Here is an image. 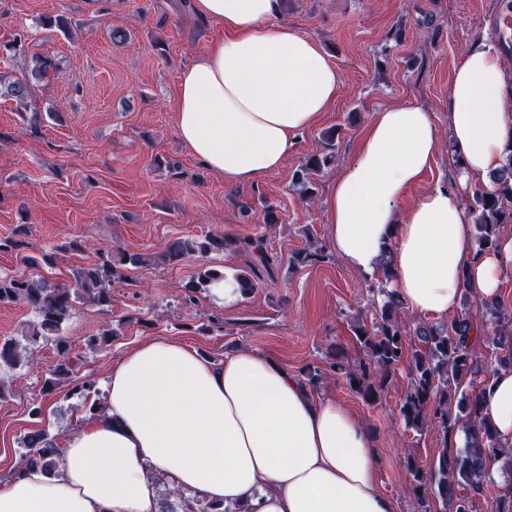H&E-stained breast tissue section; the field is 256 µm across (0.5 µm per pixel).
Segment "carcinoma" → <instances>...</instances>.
Segmentation results:
<instances>
[{
	"mask_svg": "<svg viewBox=\"0 0 512 512\" xmlns=\"http://www.w3.org/2000/svg\"><path fill=\"white\" fill-rule=\"evenodd\" d=\"M56 69L49 57H35L27 70L19 76L0 72V96L28 108L32 81H42ZM329 157H313L296 172L294 185L307 199L311 175L321 170ZM494 190L475 194L470 211L474 214V245L481 253L496 246L500 237L512 232V148L503 168L493 176ZM236 240L212 233L202 237H182L172 241L160 254L163 261H172L185 255L205 257L229 250ZM328 254L324 246L307 239L306 246L297 253L299 263L316 264ZM148 263L140 253L117 251L102 254L93 264L71 269L67 282H55L45 277H0V305L24 304L36 314L38 321L25 335L30 340L54 338L62 359L50 377L43 382L42 393H50L73 373L67 356V343L61 336L62 324L69 318L78 301L96 306L112 303V282L123 276V268L139 267ZM221 272L210 267L200 268L185 285V297L208 287ZM380 301L374 321L355 319L354 333L362 357L353 366L336 362V370L344 372L348 382L367 400L376 401L384 394L396 367L403 365L408 372L407 387L400 413L406 428L421 431L432 419L442 428L444 440H453L458 432L467 435L463 448L446 447L433 465L422 468L408 458L407 469L412 477L413 490L424 512H432L430 501L441 504L440 512H471L470 498L482 490L489 478V461L500 456L503 469L512 472V450L498 446L492 424L483 413L478 377L485 376L481 389L489 386L491 374L502 368H512V310L501 304L484 306L486 316L494 325L492 346L494 358L490 370H485L481 359L482 329L464 312L447 323L419 324L407 333L399 322L403 309L392 291L385 286L377 289ZM33 363L31 352L15 339L0 342V368L11 369ZM25 448L24 467L52 471L58 464V446L44 430L30 433L21 439ZM162 512H223L205 503H194L178 511L168 496H163Z\"/></svg>",
	"mask_w": 512,
	"mask_h": 512,
	"instance_id": "1",
	"label": "carcinoma"
}]
</instances>
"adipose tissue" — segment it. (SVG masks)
<instances>
[{
	"label": "adipose tissue",
	"instance_id": "ef3b65f1",
	"mask_svg": "<svg viewBox=\"0 0 512 512\" xmlns=\"http://www.w3.org/2000/svg\"><path fill=\"white\" fill-rule=\"evenodd\" d=\"M281 0H194L220 38L179 76L177 134L229 185H255L280 169L297 137L336 99L335 64L280 20ZM456 185L407 192L438 152L434 116L418 104L383 108L365 128L325 200L331 247L388 284L405 308L433 318L462 292L498 303L512 270V234L480 253L461 193L512 151V70L488 40L475 42L448 90ZM102 408L85 413L59 450L58 469L0 480V512H160L163 487L226 512H395L376 480L370 432L331 394H312L275 357L240 351L215 361L188 343L153 336L109 370ZM501 446L512 447V372L483 398Z\"/></svg>",
	"mask_w": 512,
	"mask_h": 512
}]
</instances>
